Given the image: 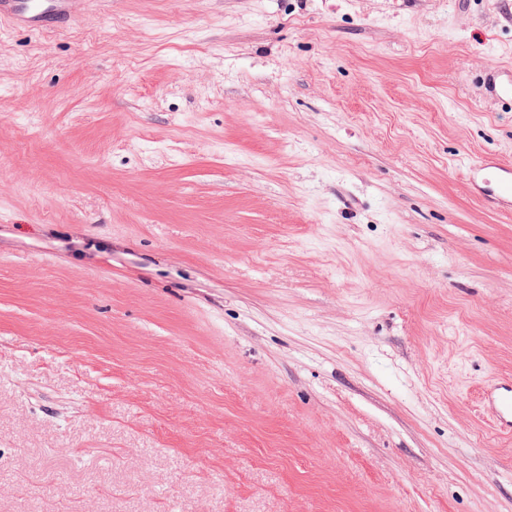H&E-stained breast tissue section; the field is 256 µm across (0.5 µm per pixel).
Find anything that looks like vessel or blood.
Returning <instances> with one entry per match:
<instances>
[{"mask_svg":"<svg viewBox=\"0 0 512 512\" xmlns=\"http://www.w3.org/2000/svg\"><path fill=\"white\" fill-rule=\"evenodd\" d=\"M87 0H0V25L22 28L35 34L62 29L78 15ZM471 182L494 180L498 207H512V165L488 159L478 160L468 168ZM480 401L490 412L499 431L512 434V384L499 383L483 388Z\"/></svg>","mask_w":512,"mask_h":512,"instance_id":"1","label":"vessel or blood"}]
</instances>
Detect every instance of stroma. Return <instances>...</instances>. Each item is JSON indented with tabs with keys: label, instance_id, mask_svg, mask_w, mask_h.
Listing matches in <instances>:
<instances>
[{
	"label": "stroma",
	"instance_id": "1",
	"mask_svg": "<svg viewBox=\"0 0 512 512\" xmlns=\"http://www.w3.org/2000/svg\"><path fill=\"white\" fill-rule=\"evenodd\" d=\"M512 0H112L0 27V512H512ZM469 179L472 185L478 181L491 179L496 182L497 195L493 203L500 208L509 209L512 203V165L502 163L497 159L489 161L488 158L478 160L468 167ZM480 401L490 412L498 430L512 434V384L501 382L483 388Z\"/></svg>",
	"mask_w": 512,
	"mask_h": 512
}]
</instances>
